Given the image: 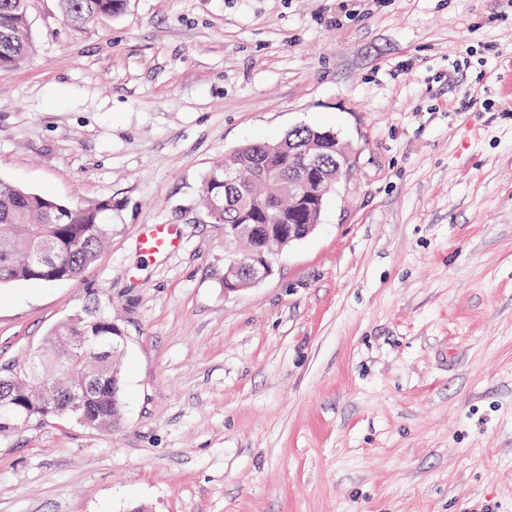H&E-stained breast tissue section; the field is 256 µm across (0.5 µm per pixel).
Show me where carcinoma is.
Listing matches in <instances>:
<instances>
[{
	"mask_svg": "<svg viewBox=\"0 0 512 512\" xmlns=\"http://www.w3.org/2000/svg\"><path fill=\"white\" fill-rule=\"evenodd\" d=\"M66 23L87 24L122 11L124 0H60ZM29 0H0V74L17 66L30 48ZM331 130L300 126L282 138L246 143L206 174L201 192L213 224H301L288 214L284 180H303L307 171L288 154ZM232 167L240 179L224 178ZM112 201L95 207L63 202L27 191L0 178V284L58 282L75 278L91 265L112 237L104 220ZM121 327L106 315L80 311L58 324L29 365L0 371V394L16 413L0 411V436L45 419L84 418L108 431L122 419ZM81 395L72 411L67 397Z\"/></svg>",
	"mask_w": 512,
	"mask_h": 512,
	"instance_id": "obj_1",
	"label": "carcinoma"
}]
</instances>
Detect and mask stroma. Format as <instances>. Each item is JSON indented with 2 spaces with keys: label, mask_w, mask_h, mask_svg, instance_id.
<instances>
[{
  "label": "stroma",
  "mask_w": 512,
  "mask_h": 512,
  "mask_svg": "<svg viewBox=\"0 0 512 512\" xmlns=\"http://www.w3.org/2000/svg\"><path fill=\"white\" fill-rule=\"evenodd\" d=\"M0 178L112 202L79 277L0 285V367L74 311L125 334L123 418L0 439V512H512V0H30ZM336 132L354 165L224 291L206 172ZM175 225L179 247L137 239ZM60 4L66 23L81 26L99 16L118 14L124 0H61Z\"/></svg>",
  "instance_id": "35a3bbf8"
}]
</instances>
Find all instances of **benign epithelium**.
I'll return each instance as SVG.
<instances>
[{
  "label": "benign epithelium",
  "instance_id": "benign-epithelium-1",
  "mask_svg": "<svg viewBox=\"0 0 512 512\" xmlns=\"http://www.w3.org/2000/svg\"><path fill=\"white\" fill-rule=\"evenodd\" d=\"M336 142V161L334 172L324 173L320 179L308 186H299L288 181V199L298 206L306 203L309 223L276 224L269 226L263 236V246L250 249L246 257L229 248L237 242L244 228L238 225L233 232L224 234V293H236L248 286L261 282L270 276L279 253L291 243L305 238L318 225L324 198L333 190L337 181L353 163L350 146L340 140L338 135H330Z\"/></svg>",
  "mask_w": 512,
  "mask_h": 512
}]
</instances>
